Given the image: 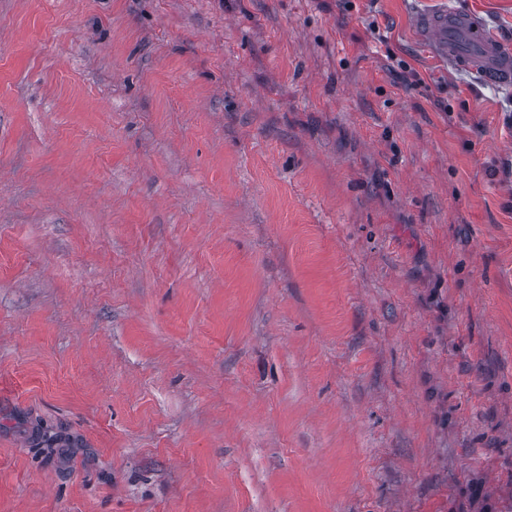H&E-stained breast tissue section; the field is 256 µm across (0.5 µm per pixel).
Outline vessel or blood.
Listing matches in <instances>:
<instances>
[{
    "mask_svg": "<svg viewBox=\"0 0 512 512\" xmlns=\"http://www.w3.org/2000/svg\"><path fill=\"white\" fill-rule=\"evenodd\" d=\"M414 27L451 70H467L486 82L512 85V46L490 32L476 15L448 8L420 12Z\"/></svg>",
    "mask_w": 512,
    "mask_h": 512,
    "instance_id": "b4317fda",
    "label": "vessel or blood"
}]
</instances>
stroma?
<instances>
[{"instance_id": "obj_1", "label": "stroma", "mask_w": 512, "mask_h": 512, "mask_svg": "<svg viewBox=\"0 0 512 512\" xmlns=\"http://www.w3.org/2000/svg\"><path fill=\"white\" fill-rule=\"evenodd\" d=\"M444 7L512 41L0 0V512H512V86ZM414 27L419 38L451 70H467L486 82L512 85L511 45L490 32L476 15L448 7L419 12Z\"/></svg>"}]
</instances>
